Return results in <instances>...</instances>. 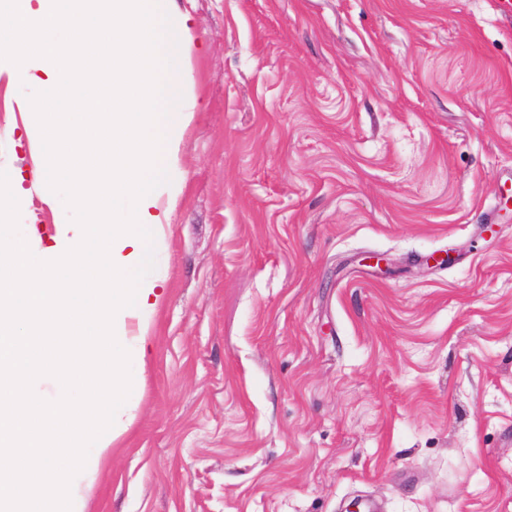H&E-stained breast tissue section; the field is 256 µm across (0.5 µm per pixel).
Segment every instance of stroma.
Wrapping results in <instances>:
<instances>
[{
	"instance_id": "35a3bbf8",
	"label": "stroma",
	"mask_w": 512,
	"mask_h": 512,
	"mask_svg": "<svg viewBox=\"0 0 512 512\" xmlns=\"http://www.w3.org/2000/svg\"><path fill=\"white\" fill-rule=\"evenodd\" d=\"M194 106L162 280L78 512H512V17L499 0H169ZM17 86L0 169L33 187ZM446 255L427 267L426 256Z\"/></svg>"
}]
</instances>
